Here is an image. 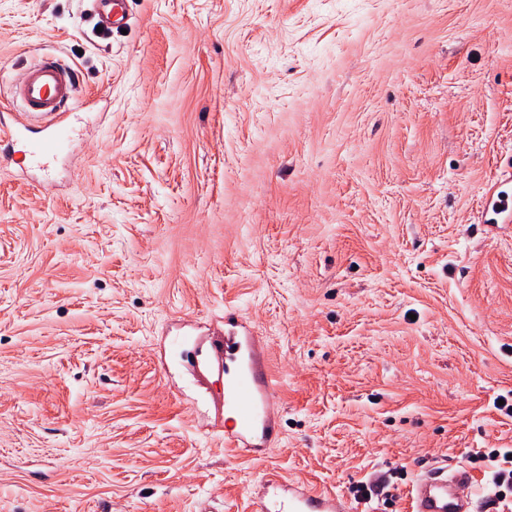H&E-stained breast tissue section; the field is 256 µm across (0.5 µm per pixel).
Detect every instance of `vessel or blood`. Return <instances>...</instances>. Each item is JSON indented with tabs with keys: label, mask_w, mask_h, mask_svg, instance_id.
<instances>
[{
	"label": "vessel or blood",
	"mask_w": 512,
	"mask_h": 512,
	"mask_svg": "<svg viewBox=\"0 0 512 512\" xmlns=\"http://www.w3.org/2000/svg\"><path fill=\"white\" fill-rule=\"evenodd\" d=\"M101 8L103 30L126 21L125 0H96ZM78 75L59 58L48 57L26 69L14 87L22 105V121L5 122L0 117V163L7 161V146L21 143L28 164L50 171L66 154L71 128L66 112L77 101ZM511 175L499 176L489 193L488 210L512 216V197L505 185ZM229 332L211 347L209 367L224 376V445L233 451L255 453L272 447L279 439L278 423L272 409L275 379L261 356L258 339L239 321L235 312L224 315ZM475 480L465 464L454 469L433 467L415 478L411 488L412 512H480L478 505L456 492L461 484ZM252 512H352L349 502L333 493L314 492L307 484L263 472L249 493Z\"/></svg>",
	"instance_id": "vessel-or-blood-1"
}]
</instances>
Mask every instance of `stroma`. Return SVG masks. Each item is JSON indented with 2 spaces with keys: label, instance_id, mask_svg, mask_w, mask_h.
<instances>
[{
  "label": "stroma",
  "instance_id": "obj_1",
  "mask_svg": "<svg viewBox=\"0 0 512 512\" xmlns=\"http://www.w3.org/2000/svg\"><path fill=\"white\" fill-rule=\"evenodd\" d=\"M0 0V104L79 75L71 166L0 165V512H251L268 469L408 512L415 477L512 448V0ZM248 322L279 381L224 451ZM382 495L354 498L362 482ZM101 8L100 24L103 31H112L126 21L124 3L126 0H95ZM512 183V174L508 176L500 175L497 178L495 186L489 192L487 202V211L491 210L495 215L507 214L512 216V204L509 205V196L504 190H500L503 186ZM229 332L212 343L209 368L224 373V446L232 451L256 453L279 440L272 409L276 380L261 356L257 336L229 311L224 315Z\"/></svg>",
  "mask_w": 512,
  "mask_h": 512
}]
</instances>
